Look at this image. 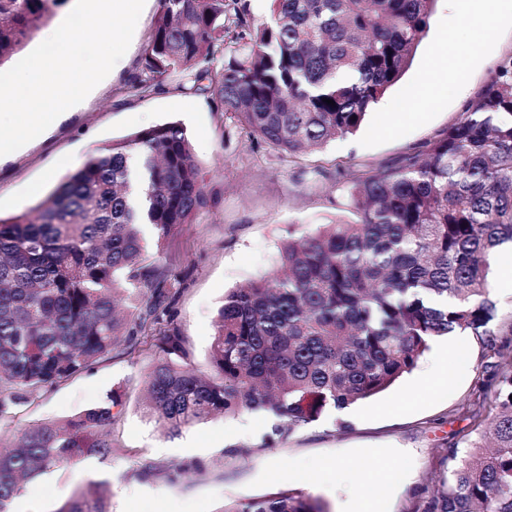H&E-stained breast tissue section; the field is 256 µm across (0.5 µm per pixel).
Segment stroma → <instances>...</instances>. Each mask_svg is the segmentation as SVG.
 Here are the masks:
<instances>
[{
    "label": "stroma",
    "mask_w": 512,
    "mask_h": 512,
    "mask_svg": "<svg viewBox=\"0 0 512 512\" xmlns=\"http://www.w3.org/2000/svg\"><path fill=\"white\" fill-rule=\"evenodd\" d=\"M476 11L483 22L465 23V15ZM158 13V0H145L120 67L43 137L0 160V218L34 214L70 176V169L60 165L62 158L78 164L142 129L182 123L204 182L217 198L208 212L178 229L163 258L175 270L189 272L175 306L176 321L194 366L202 368L225 291L271 273L288 238L316 233L346 217L344 176L321 178L314 165L392 160L454 123L464 101L512 54V0H436L410 68L364 127L302 159L226 131L209 94L180 90L183 73L170 74L159 93H123ZM452 49L466 58L456 72L444 66ZM422 84L432 86L431 97L416 98ZM156 352L151 343L134 358H112L93 373L41 392L0 425V445L6 447L17 427L77 415L112 390L121 396L111 458L88 459L43 477L15 500V512H55L90 482L106 483L112 512H221L225 503L271 492L286 469L301 473L295 489L318 499L326 512H346L348 501L363 494L376 497L379 512H423L434 490L448 488L454 460L449 448H456L458 458L467 456L459 442L471 433L474 414H487L494 397L484 341L451 336L433 343L411 374L355 405L348 427L325 414L262 449L258 442L268 422L260 414L216 416L174 437L148 420L142 406L144 374ZM444 362L453 373L448 386L425 388ZM340 460L346 463L342 480L336 477ZM190 461L202 462L205 473L178 483L161 476L140 481L131 474L139 466Z\"/></svg>",
    "instance_id": "35a3bbf8"
}]
</instances>
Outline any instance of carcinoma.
<instances>
[{
	"label": "carcinoma",
	"mask_w": 512,
	"mask_h": 512,
	"mask_svg": "<svg viewBox=\"0 0 512 512\" xmlns=\"http://www.w3.org/2000/svg\"><path fill=\"white\" fill-rule=\"evenodd\" d=\"M130 92H207L213 111L290 156L356 134L409 67L435 0H270L256 24L242 0H158ZM67 0H0V66ZM223 61L211 76L210 65ZM209 84H202L203 80ZM331 99V106L323 99ZM351 219L289 239L279 269L224 295L205 368L174 319L182 277L160 254L210 205L186 129L141 130L88 155L37 208L0 220V420L157 328L145 416L172 435L224 414L263 413L260 447L384 392L443 336H497L489 273L512 245V56L447 129L393 161L349 171ZM494 408L472 453L426 512H512V368L495 364ZM120 394L60 421H33L0 448V512L65 464L108 459ZM199 462L148 467L178 481ZM56 512H111L103 483ZM221 512H326L286 486Z\"/></svg>",
	"instance_id": "obj_1"
}]
</instances>
